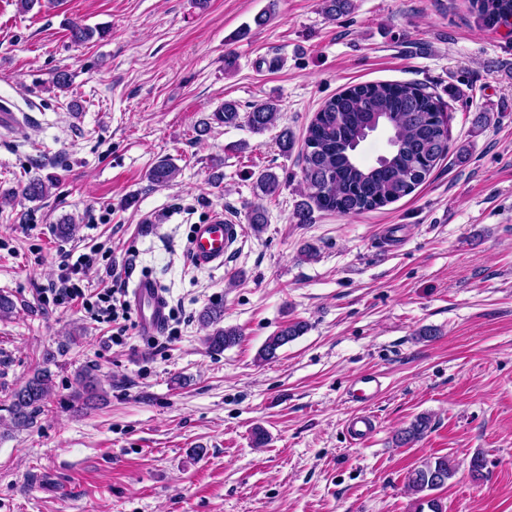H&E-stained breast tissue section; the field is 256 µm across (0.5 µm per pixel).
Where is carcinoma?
Masks as SVG:
<instances>
[{
	"mask_svg": "<svg viewBox=\"0 0 512 512\" xmlns=\"http://www.w3.org/2000/svg\"><path fill=\"white\" fill-rule=\"evenodd\" d=\"M471 8L481 24L494 28L512 15V0H470ZM323 12L331 19L348 15L354 9L353 0H323ZM278 107L272 100L258 102L240 112V104L224 101L197 129L200 136L211 130V123L236 127L242 123L261 134L277 120ZM385 121L393 133L394 148L389 157L373 164L354 155L366 139L365 130ZM304 161L302 183L304 199L295 207L293 219L297 224H309L312 213L320 211L353 216L380 209L395 202L424 183L436 164L448 156V125L440 103L420 86L413 83H366L351 86L325 100L310 122L303 142ZM179 169L167 158L154 163L147 174L155 186H166ZM53 185L52 178L34 176L23 188L31 201L44 198ZM257 186L265 196L276 195L282 186L279 177L270 171L257 178ZM198 321L210 329L204 337L209 352L219 354L236 345L241 332L221 326L224 306L211 303L198 314ZM307 324L288 322L264 342L259 356L263 360L277 357V351L303 335ZM77 388L71 395L73 403L87 406L100 397L97 377L88 369L76 374ZM52 392V374L37 369L24 384L10 395L7 408L10 431L33 427L36 418ZM431 430V418L425 414L415 417L396 435L400 446L418 442ZM455 469L448 456L430 457L411 471L408 487L418 494L416 512H445L441 501L428 495L448 484Z\"/></svg>",
	"mask_w": 512,
	"mask_h": 512,
	"instance_id": "obj_1",
	"label": "carcinoma"
}]
</instances>
